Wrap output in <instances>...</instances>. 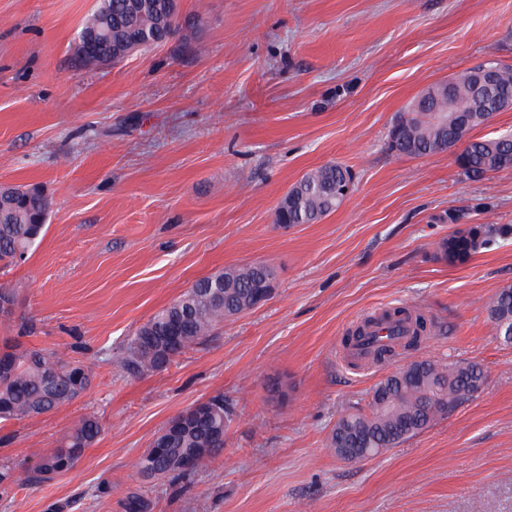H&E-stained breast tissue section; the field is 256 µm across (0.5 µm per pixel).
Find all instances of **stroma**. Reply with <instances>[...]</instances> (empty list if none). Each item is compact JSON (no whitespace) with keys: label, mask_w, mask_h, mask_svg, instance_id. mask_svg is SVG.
<instances>
[{"label":"stroma","mask_w":512,"mask_h":512,"mask_svg":"<svg viewBox=\"0 0 512 512\" xmlns=\"http://www.w3.org/2000/svg\"><path fill=\"white\" fill-rule=\"evenodd\" d=\"M96 0H0V185L51 201L0 341L89 366L90 387L47 414L0 423V458L25 470L85 413L102 431L70 471L0 486V512H512V343L488 317L512 285V240L464 262L438 248L456 226L512 225V171L473 181L452 154L389 148L425 88L494 59L512 65V0H179L192 36L89 66L76 35ZM354 175L315 224L276 222L288 188L316 167ZM277 273L263 306L219 324L161 371L127 373L136 329L196 280L228 266ZM404 306L434 319L414 355L346 365L364 315ZM481 365L485 383L429 428L363 462L329 443L410 357ZM231 407L224 449L186 479L136 460L180 412ZM112 490L100 494L102 482Z\"/></svg>","instance_id":"obj_1"}]
</instances>
